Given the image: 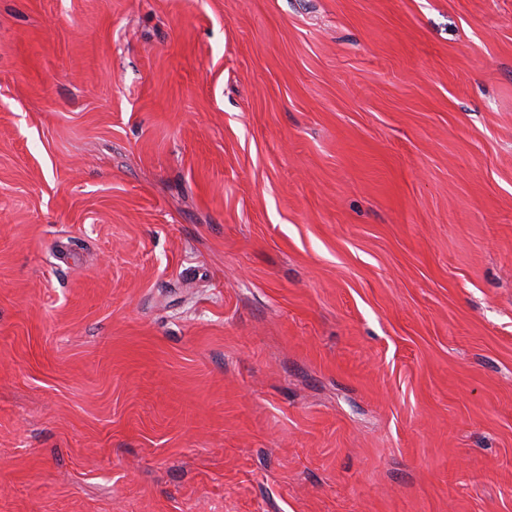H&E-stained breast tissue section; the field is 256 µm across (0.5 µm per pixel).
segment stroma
I'll use <instances>...</instances> for the list:
<instances>
[{"label":"stroma","instance_id":"stroma-1","mask_svg":"<svg viewBox=\"0 0 512 512\" xmlns=\"http://www.w3.org/2000/svg\"><path fill=\"white\" fill-rule=\"evenodd\" d=\"M0 512H512V0H0Z\"/></svg>","mask_w":512,"mask_h":512}]
</instances>
